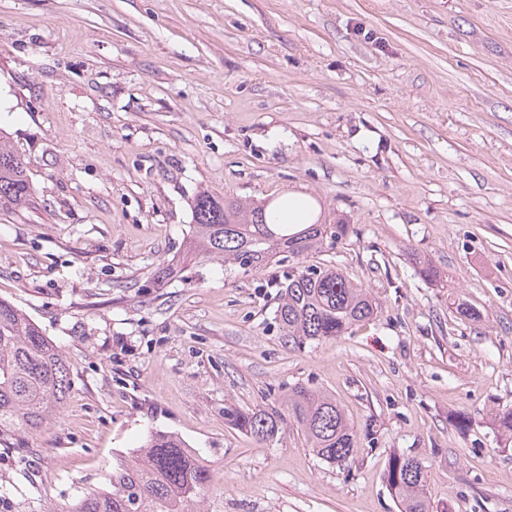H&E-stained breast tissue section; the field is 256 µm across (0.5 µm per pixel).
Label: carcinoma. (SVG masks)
<instances>
[{
  "instance_id": "cac0c4a2",
  "label": "carcinoma",
  "mask_w": 512,
  "mask_h": 512,
  "mask_svg": "<svg viewBox=\"0 0 512 512\" xmlns=\"http://www.w3.org/2000/svg\"><path fill=\"white\" fill-rule=\"evenodd\" d=\"M31 200L28 169L22 155L0 135V210L25 207ZM348 224L320 219L296 231L278 227L277 205L221 199L201 191L193 200V224L187 255L224 262V268L257 273L292 262L280 288L274 320L288 342L302 347L329 342L352 325L372 317L378 304L367 289L314 258L346 239ZM71 388L66 360L40 327L13 303L0 299V435L33 433L60 412ZM224 418L259 443L274 440L288 424L306 437L315 456L343 465L357 447V430L331 394L295 385L277 406L243 410L224 406ZM500 435L512 439V409L495 414ZM217 479L210 461L171 432L152 431L143 445L112 462L104 487L76 497L67 512H185L205 499ZM384 479L400 512H431L423 466L394 454Z\"/></svg>"
}]
</instances>
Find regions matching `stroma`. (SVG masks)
Returning <instances> with one entry per match:
<instances>
[{"label": "stroma", "mask_w": 512, "mask_h": 512, "mask_svg": "<svg viewBox=\"0 0 512 512\" xmlns=\"http://www.w3.org/2000/svg\"><path fill=\"white\" fill-rule=\"evenodd\" d=\"M0 131L32 188L0 210V298L72 379L42 432L0 435V512H66L152 430L212 462L211 512H399L394 453L433 512H512V0H0ZM203 189L350 224L320 260L377 314L297 348L281 269L153 287ZM297 384L345 408L348 465L225 422ZM384 479L400 505V512H431L426 495L423 466L414 458L393 454L388 461Z\"/></svg>", "instance_id": "stroma-1"}]
</instances>
